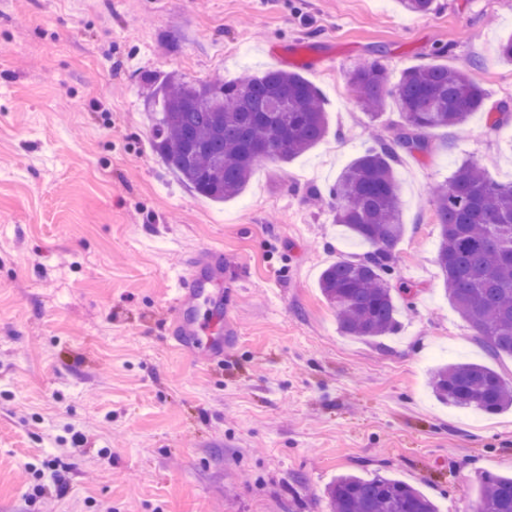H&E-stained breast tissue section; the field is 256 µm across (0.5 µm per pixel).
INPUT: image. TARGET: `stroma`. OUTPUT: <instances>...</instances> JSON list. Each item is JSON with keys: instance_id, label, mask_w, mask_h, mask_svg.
<instances>
[{"instance_id": "1", "label": "stroma", "mask_w": 512, "mask_h": 512, "mask_svg": "<svg viewBox=\"0 0 512 512\" xmlns=\"http://www.w3.org/2000/svg\"><path fill=\"white\" fill-rule=\"evenodd\" d=\"M512 0H0V512H329L342 474L403 480L467 512L475 478L512 475V410L439 402L431 373L512 377L449 302L433 187L465 161L512 183ZM466 66L487 91L459 130L395 166L403 235L396 334L341 333L318 279L363 253L312 199L370 146L346 75ZM321 91L328 132L266 162L238 197L198 195L155 153L149 79L267 68ZM498 129H490L493 118ZM224 252L237 340L218 362L174 351L173 278Z\"/></svg>"}]
</instances>
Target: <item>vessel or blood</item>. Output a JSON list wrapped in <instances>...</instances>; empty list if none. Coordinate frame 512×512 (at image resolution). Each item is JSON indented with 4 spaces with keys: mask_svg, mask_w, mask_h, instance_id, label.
Instances as JSON below:
<instances>
[{
    "mask_svg": "<svg viewBox=\"0 0 512 512\" xmlns=\"http://www.w3.org/2000/svg\"><path fill=\"white\" fill-rule=\"evenodd\" d=\"M223 288L222 251L192 254L177 278L170 301L166 331L175 349L201 360L223 357L225 343L235 340L237 335L233 321L222 313L214 323L205 324L196 315L200 302L212 300Z\"/></svg>",
    "mask_w": 512,
    "mask_h": 512,
    "instance_id": "obj_1",
    "label": "vessel or blood"
}]
</instances>
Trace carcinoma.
<instances>
[{"mask_svg": "<svg viewBox=\"0 0 512 512\" xmlns=\"http://www.w3.org/2000/svg\"><path fill=\"white\" fill-rule=\"evenodd\" d=\"M412 14H428L434 0H398ZM347 85L371 119L396 103L401 122L338 175L328 197L336 223L369 250L339 260L321 274L319 288L347 336H388L399 306L388 276L403 235L394 166L401 154L427 149L434 129L463 126L481 110L485 88L463 66L425 64L398 81L378 58L352 68ZM159 117L154 147L197 193L222 202L238 196L265 161L289 162L323 140L326 111L318 88L303 75L269 69L234 80L201 84L169 77L152 83ZM439 225L435 257L445 293L476 331L484 348L512 357V184L493 182L475 161L461 163L433 191ZM440 401L482 413L512 408V382L477 362L438 367L431 376ZM470 512H512V476L483 471ZM331 512H439L433 499L390 477L343 474L326 490Z\"/></svg>", "mask_w": 512, "mask_h": 512, "instance_id": "carcinoma-1", "label": "carcinoma"}]
</instances>
